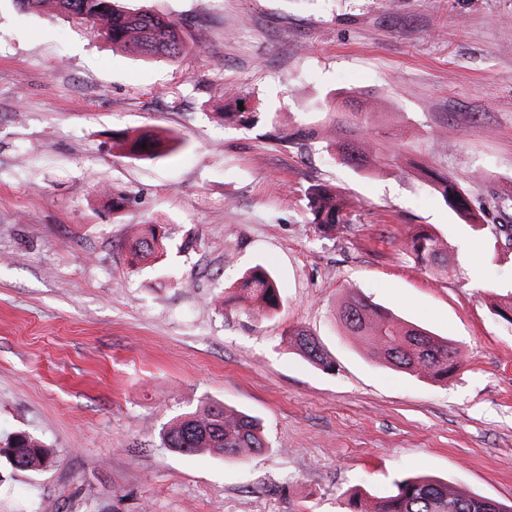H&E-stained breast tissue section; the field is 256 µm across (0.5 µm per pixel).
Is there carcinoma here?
<instances>
[{"label":"carcinoma","instance_id":"1","mask_svg":"<svg viewBox=\"0 0 512 512\" xmlns=\"http://www.w3.org/2000/svg\"><path fill=\"white\" fill-rule=\"evenodd\" d=\"M58 14L73 23L90 24L104 41L135 54L176 60L188 53L177 23L148 10L131 11L121 0H54ZM224 119L249 128L261 120L259 112H226ZM334 139L327 142L343 165L359 171H368L386 163L388 148L368 137L363 126L345 119V113H336L332 121ZM311 128L297 126L275 139L298 145L313 138ZM183 145L173 135L159 136L140 133L125 136L117 146L131 156L160 158ZM427 177L444 203L457 213L470 228L489 233L495 239L512 244V224H482L474 214L470 200L453 176L433 168H418ZM306 198L312 214V224L323 237H331L340 229L354 230L348 219L347 205L336 187L314 184ZM160 226L148 225L137 237L130 253V265L136 267L163 249ZM418 264L437 272L448 269V243L430 230L419 227L402 242ZM233 289L238 297L252 307L265 311L276 310L281 292L275 278L266 269L256 266L246 270ZM337 318L346 333L357 342L373 350L386 364L406 373L435 382H446L465 362V353L453 341L438 336L417 325L388 313L368 297L349 293L337 311ZM289 343L300 355L324 370L333 369V361L319 340L304 329L289 333ZM161 445L173 452L191 455L207 450L235 458L257 454L267 448L259 421L236 409L220 403L207 402L195 412L171 420L160 432ZM0 457L12 468L36 473L54 462V451L26 432H17L0 443ZM349 512H512V504L473 495L446 481L429 477H406L393 483L388 495L366 505L359 494H352L347 503Z\"/></svg>","mask_w":512,"mask_h":512}]
</instances>
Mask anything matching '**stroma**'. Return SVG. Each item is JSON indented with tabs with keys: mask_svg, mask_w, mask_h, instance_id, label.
Returning <instances> with one entry per match:
<instances>
[{
	"mask_svg": "<svg viewBox=\"0 0 512 512\" xmlns=\"http://www.w3.org/2000/svg\"><path fill=\"white\" fill-rule=\"evenodd\" d=\"M175 20L201 53L170 61L114 48L52 6L0 0V437L25 431L58 461L0 463V512H346L428 475L512 502V247L478 237L417 165L450 173L486 223L512 222V0H129ZM237 90L263 123L225 121ZM398 168L338 164L318 140L274 129L366 101ZM179 135L161 158L112 136ZM483 171L484 180L474 179ZM334 185L354 232L325 238L306 191ZM129 196L113 209L111 191ZM161 257L127 265L141 225ZM448 243V271L415 264V225ZM269 268L282 305L225 304L244 270ZM354 289L456 341L448 383L380 362L344 332ZM308 330L335 363L290 348ZM212 401L257 416L245 459L159 444Z\"/></svg>",
	"mask_w": 512,
	"mask_h": 512,
	"instance_id": "35a3bbf8",
	"label": "stroma"
}]
</instances>
